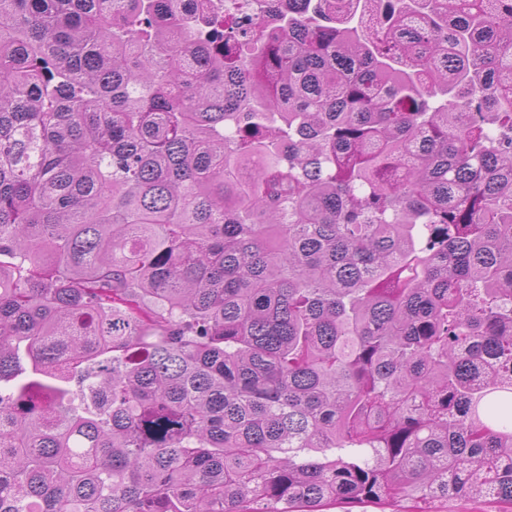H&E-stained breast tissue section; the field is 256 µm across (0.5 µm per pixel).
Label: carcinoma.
<instances>
[{
	"mask_svg": "<svg viewBox=\"0 0 512 512\" xmlns=\"http://www.w3.org/2000/svg\"><path fill=\"white\" fill-rule=\"evenodd\" d=\"M512 512V0H0V512ZM269 0H224V11L240 10L253 18L266 19V4ZM425 507L427 510L440 512H501V504L491 498L484 499L476 509L470 502L459 498H448V502H432Z\"/></svg>",
	"mask_w": 512,
	"mask_h": 512,
	"instance_id": "carcinoma-1",
	"label": "carcinoma"
}]
</instances>
